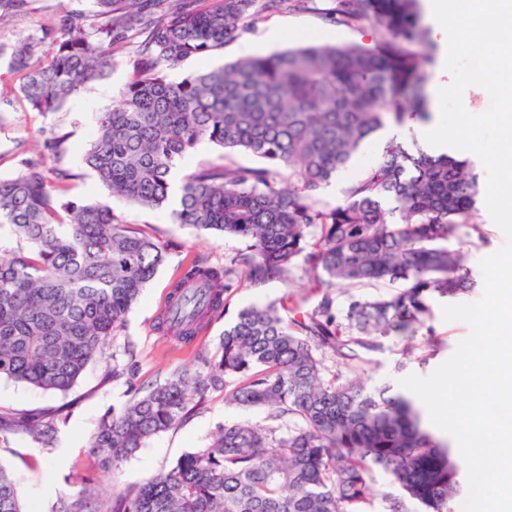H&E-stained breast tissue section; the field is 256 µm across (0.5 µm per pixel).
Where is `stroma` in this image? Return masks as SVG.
I'll list each match as a JSON object with an SVG mask.
<instances>
[{"mask_svg": "<svg viewBox=\"0 0 512 512\" xmlns=\"http://www.w3.org/2000/svg\"><path fill=\"white\" fill-rule=\"evenodd\" d=\"M68 10L89 15L94 5L92 0H28L22 11L0 17V44L9 46L22 39H41L43 31L53 27L59 16ZM425 24L436 46V63L430 68L425 85L429 110L435 115L439 112L436 93L440 87L451 83L452 76L445 68L446 42L440 25L431 18L426 19ZM273 31L278 33L279 41L270 46L266 38ZM374 38L373 30L366 26H339L312 13H273L211 56L186 60L168 68L167 75L177 81L191 72L239 59L240 48L246 42L253 45L255 54L264 55L307 44L368 45ZM135 56V43L125 44L114 53L106 78L70 98L60 111L50 114L33 111L20 96L12 94L11 89L18 85L19 77L9 72L6 59H0V88L10 91L8 98L0 97V177L15 176L27 160L67 170L72 175L67 186L69 198L109 205L122 224L165 250L162 265L124 325L115 332L102 353L87 365L69 391L50 392L0 378V409L36 411L60 407L66 416L49 447H40L19 436L11 437L8 443H0V466L13 477L25 512H47L51 502L75 493L89 482L100 488L103 497H111L142 485L185 452L206 447L224 424L242 418L264 424L262 410L242 412L225 402L223 392L215 391L206 405L181 426L152 438L118 467L102 468L100 453L90 447L101 418L121 409L132 390L147 387L172 373L196 368L200 355L215 354L225 326L240 309L284 297L298 304H310L316 299L313 281L303 271L295 270L284 281L273 280L259 286L243 284L227 297V315L211 320L192 345H182L157 331L156 321L166 306L169 285L184 266L197 257L213 266L223 265L227 259L245 253L247 244L231 236L219 239L204 236L191 226L174 223L167 206L158 209L130 206L123 199L109 195L86 167L84 153L96 135L98 117L111 110L127 84ZM57 134L66 135L67 140L63 152L53 157L44 151L43 144ZM388 138L381 133L368 138L335 179L314 191V198L325 204H336L345 185L379 159ZM477 222L479 232L469 233L463 247L466 265L476 285L457 296L460 304L480 299L484 286L479 262L504 243L486 207H479ZM442 304V299L434 300L430 321L442 341L440 350L430 352L425 338L420 337L416 340L417 356H407L403 353L405 342L401 337L385 338L383 350L372 354L365 372L368 387H394L399 379L411 374L427 376L454 354L459 342L468 335L469 327L460 321H444ZM116 370L121 373L117 379L112 376Z\"/></svg>", "mask_w": 512, "mask_h": 512, "instance_id": "stroma-1", "label": "stroma"}]
</instances>
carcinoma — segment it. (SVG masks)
<instances>
[{
    "label": "carcinoma",
    "instance_id": "carcinoma-1",
    "mask_svg": "<svg viewBox=\"0 0 512 512\" xmlns=\"http://www.w3.org/2000/svg\"><path fill=\"white\" fill-rule=\"evenodd\" d=\"M94 0L103 24L68 11L42 41L0 44L22 74L31 109L60 110L107 76L115 48L145 34L134 76L101 114L85 164L112 195L140 208L167 203L179 161L199 143L222 162L183 176L177 224L249 243L213 267L192 261L171 284L158 329L189 345L226 308L224 295L301 269L318 299L286 318L287 301L239 311L218 354L202 367L133 392L104 416L91 447L117 467L155 435L182 422L208 394L266 412L264 425L224 426L143 485L112 497L109 512H369L382 471L400 494L388 512H453L464 489L456 449L423 427L401 394L367 391V355L400 336L403 354L421 331L435 348L432 303L474 286L459 248L462 229L479 231L478 176L447 154L431 156L395 140L377 164L350 181L343 200L311 192L330 181L375 132L426 122L421 92L434 44L420 0H334L317 13L336 25L371 26V46L308 45L228 62L170 81L165 68L206 58L265 13L307 11L312 0ZM236 153L262 161L236 166ZM72 174L48 175L29 161L0 178V378L66 392L108 345L163 261L160 246L120 224L100 203L63 198ZM316 227L319 248L307 250ZM246 268L241 277L239 267ZM388 283L373 298L336 304V289ZM60 410L0 412V439L23 435L47 447ZM88 484L48 512H100ZM0 512H25L0 467Z\"/></svg>",
    "mask_w": 512,
    "mask_h": 512
}]
</instances>
